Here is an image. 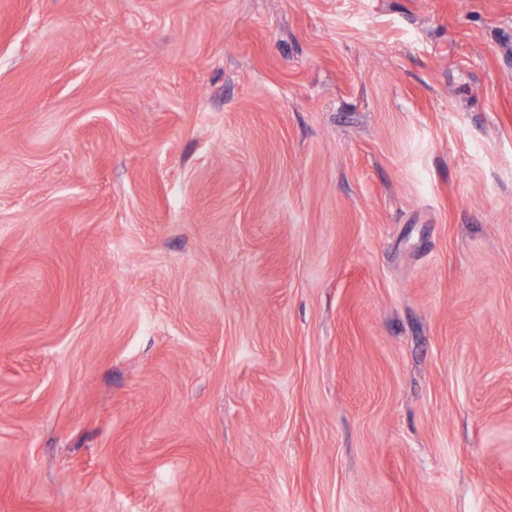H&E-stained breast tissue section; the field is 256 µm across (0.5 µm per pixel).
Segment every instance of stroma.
Returning <instances> with one entry per match:
<instances>
[{
  "mask_svg": "<svg viewBox=\"0 0 512 512\" xmlns=\"http://www.w3.org/2000/svg\"><path fill=\"white\" fill-rule=\"evenodd\" d=\"M512 0H0V512H512Z\"/></svg>",
  "mask_w": 512,
  "mask_h": 512,
  "instance_id": "stroma-1",
  "label": "stroma"
}]
</instances>
